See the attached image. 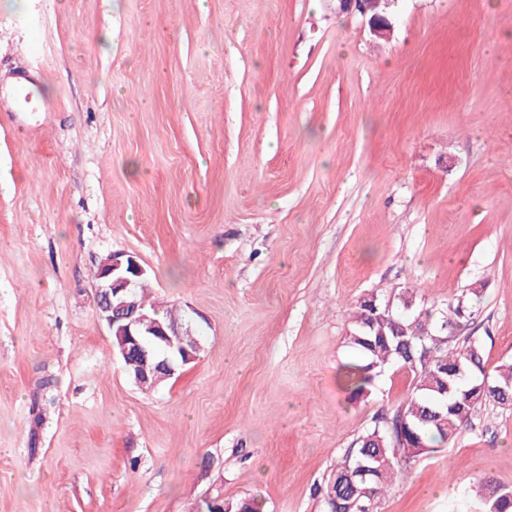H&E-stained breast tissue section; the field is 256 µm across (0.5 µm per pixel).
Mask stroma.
I'll return each mask as SVG.
<instances>
[{
  "mask_svg": "<svg viewBox=\"0 0 512 512\" xmlns=\"http://www.w3.org/2000/svg\"><path fill=\"white\" fill-rule=\"evenodd\" d=\"M512 0H397L388 38L336 0H0V512H194L317 487L394 415L354 400L350 310L465 298L512 362ZM137 254L202 350L127 375L94 273ZM512 483V406H477L378 512H480ZM476 488L475 497L482 512H512V486L480 481Z\"/></svg>",
  "mask_w": 512,
  "mask_h": 512,
  "instance_id": "stroma-1",
  "label": "stroma"
}]
</instances>
